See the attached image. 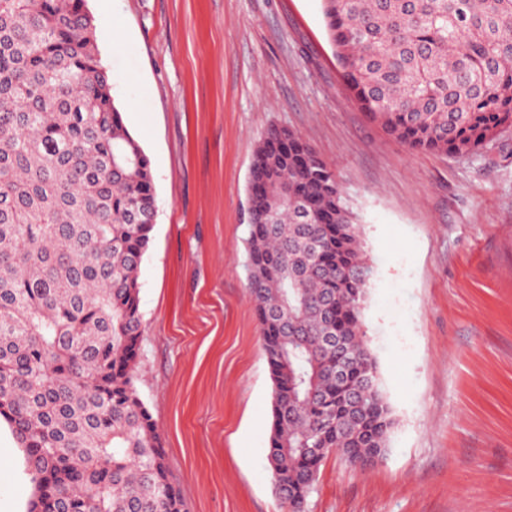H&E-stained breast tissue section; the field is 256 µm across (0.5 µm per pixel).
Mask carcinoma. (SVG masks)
<instances>
[{
  "mask_svg": "<svg viewBox=\"0 0 512 512\" xmlns=\"http://www.w3.org/2000/svg\"><path fill=\"white\" fill-rule=\"evenodd\" d=\"M322 9L343 81L396 142L471 154L512 127V0ZM250 182L267 461L286 512H304L323 460L380 458L394 425L361 318L372 267L336 174L296 132L267 130ZM156 214L87 0H0V419L31 471L28 512H184L136 386Z\"/></svg>",
  "mask_w": 512,
  "mask_h": 512,
  "instance_id": "obj_1",
  "label": "carcinoma"
}]
</instances>
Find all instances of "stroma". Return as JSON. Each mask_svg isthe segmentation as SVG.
<instances>
[{"label": "stroma", "mask_w": 512, "mask_h": 512, "mask_svg": "<svg viewBox=\"0 0 512 512\" xmlns=\"http://www.w3.org/2000/svg\"><path fill=\"white\" fill-rule=\"evenodd\" d=\"M157 199L137 389L185 512H285L272 381L247 288L248 183L268 128L336 172L373 268L362 312L395 420L365 470L321 464L306 512H512V130L475 154L389 139L345 87L321 0H87ZM0 420V512H27Z\"/></svg>", "instance_id": "1"}]
</instances>
